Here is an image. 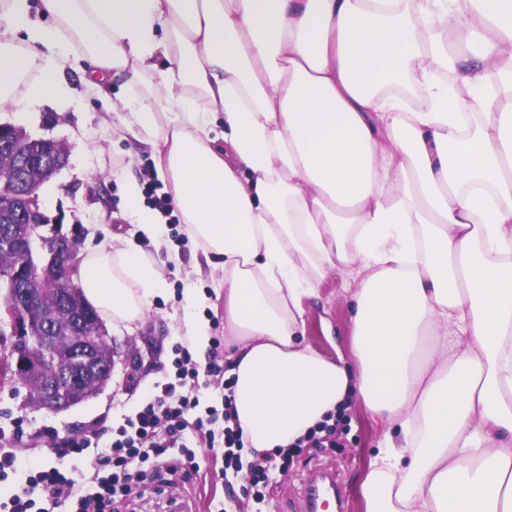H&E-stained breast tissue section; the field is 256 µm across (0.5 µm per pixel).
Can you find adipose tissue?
<instances>
[{
  "label": "adipose tissue",
  "mask_w": 512,
  "mask_h": 512,
  "mask_svg": "<svg viewBox=\"0 0 512 512\" xmlns=\"http://www.w3.org/2000/svg\"><path fill=\"white\" fill-rule=\"evenodd\" d=\"M122 90L203 256H223L232 413L255 455L360 402L385 430L366 512H512V0H0V108ZM352 356L305 338L328 271ZM140 320L164 264L88 249Z\"/></svg>",
  "instance_id": "1"
}]
</instances>
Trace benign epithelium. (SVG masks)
<instances>
[{"label": "benign epithelium", "mask_w": 512, "mask_h": 512, "mask_svg": "<svg viewBox=\"0 0 512 512\" xmlns=\"http://www.w3.org/2000/svg\"><path fill=\"white\" fill-rule=\"evenodd\" d=\"M9 147L15 167L9 177L0 180V207L17 210L26 231L0 238V249L22 256V263L15 268L0 269V288L4 290L0 302V377L23 383L40 377L44 368L54 367L56 379L41 393L27 387L25 400L59 411L90 399L111 382L119 352L104 326L84 317L81 310L79 290L74 288L80 264L78 244L54 232L44 233L39 196L25 181L28 152L14 143ZM66 160L65 152L45 155L41 165L46 178L56 174ZM55 279L71 284L64 303L73 325L82 332L80 345L70 353L59 350L54 337L46 333L54 314L37 309Z\"/></svg>", "instance_id": "obj_1"}]
</instances>
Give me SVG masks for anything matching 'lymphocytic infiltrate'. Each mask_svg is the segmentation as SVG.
<instances>
[{
  "label": "lymphocytic infiltrate",
  "mask_w": 512,
  "mask_h": 512,
  "mask_svg": "<svg viewBox=\"0 0 512 512\" xmlns=\"http://www.w3.org/2000/svg\"><path fill=\"white\" fill-rule=\"evenodd\" d=\"M173 378L156 384L142 405L110 431L93 430L56 448L58 464L30 468L24 484L0 504V512H114L145 480L176 476L192 480L198 471L195 444L221 440L224 469L241 468L242 432L231 423V397L202 406L194 389L225 373L224 351L213 345L204 361L183 343L172 347ZM96 449L95 486L83 491L72 463Z\"/></svg>",
  "instance_id": "lymphocytic-infiltrate-1"
}]
</instances>
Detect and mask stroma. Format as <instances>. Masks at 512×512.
<instances>
[{
	"instance_id": "obj_1",
	"label": "stroma",
	"mask_w": 512,
	"mask_h": 512,
	"mask_svg": "<svg viewBox=\"0 0 512 512\" xmlns=\"http://www.w3.org/2000/svg\"><path fill=\"white\" fill-rule=\"evenodd\" d=\"M61 77L75 99L69 108L37 106L31 119L23 123L17 122L14 108L0 109V123L18 125L30 138H49L67 149L66 165L51 179L56 194L41 202L44 213L60 225L64 234L80 229L81 248L131 240L162 258L170 252L178 253L181 262H167L163 289L150 298L142 321L108 326V334L120 351L140 352L143 361L138 367L117 365L111 383L97 396L51 412L27 403L26 391L20 385L0 381V428L10 429L13 419L23 418L30 437L17 443V453L37 465L54 461L41 440L42 433L57 435L63 441L89 429L111 428L122 414L133 412L142 403L156 382L173 375V344L192 342L184 322L186 289L207 292L209 302L199 316L208 321L210 336L224 333V295L215 290L213 283L222 274V257L194 269V243L177 239L185 231L181 223L173 229L164 228L161 247L140 240L124 213L123 182L143 178L154 164L153 157L133 142L113 138L116 114L105 110L99 101L82 99L76 71L63 67ZM345 286L340 274L329 273L315 295L304 301L306 339L328 357L352 354ZM382 442V429L372 422L364 407L357 405L343 415L335 435L321 447L303 448L285 463L270 461L276 484L266 502H257L247 493L250 451H243L244 465L237 479L228 485L221 475L224 459L220 450L203 448L198 456L200 471L191 481H175L144 499L131 497L129 504L132 512H214L220 505L226 512H306L312 478L319 469L329 466L339 474L345 512H365L357 486Z\"/></svg>"
}]
</instances>
